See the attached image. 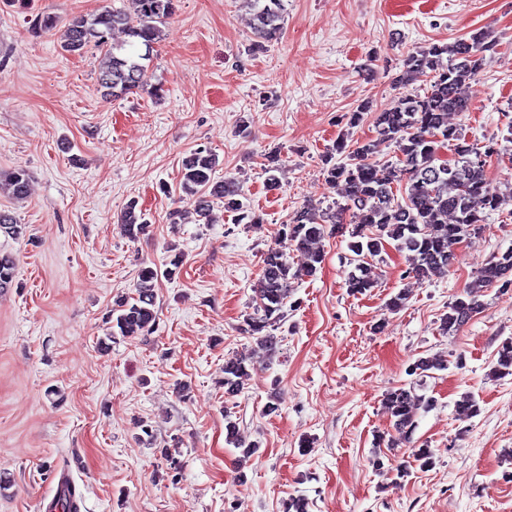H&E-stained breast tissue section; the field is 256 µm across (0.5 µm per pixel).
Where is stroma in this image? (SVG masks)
Here are the masks:
<instances>
[{
    "mask_svg": "<svg viewBox=\"0 0 512 512\" xmlns=\"http://www.w3.org/2000/svg\"><path fill=\"white\" fill-rule=\"evenodd\" d=\"M112 0H0V170L25 167L26 200L0 195L25 231H0L16 259L0 293V512H47L60 472L82 493L80 512H512V375L496 377L512 339V288H489L484 310L445 334L448 305L491 256L512 250V0H288L283 35L252 53L245 0H179L163 27L142 94L110 101L98 54L63 53L33 37L39 13L69 20ZM489 30L493 52L466 89L470 108L448 116L469 142L496 141L489 180L503 195L481 231L456 248L446 275L405 276L387 242L371 257V292L351 295L350 235L323 239L316 274L292 281L278 354L264 359L243 334L266 251L294 210L344 197L324 173L337 140L375 136L376 113L430 77H396L408 52ZM369 110L349 116L359 104ZM218 157L257 214L194 220L179 189L183 157ZM279 158L276 186L264 171ZM137 202L148 223L128 239L118 217ZM185 262L157 283L156 325L124 337L110 319L145 265ZM403 309L386 304L398 292ZM253 354L244 389L224 390V360ZM433 356L444 370L410 373ZM414 386L431 399L411 443L392 448L385 393ZM477 414L461 412L464 395ZM257 444L249 460L225 425ZM428 446L420 469L413 449Z\"/></svg>",
    "mask_w": 512,
    "mask_h": 512,
    "instance_id": "1",
    "label": "stroma"
}]
</instances>
